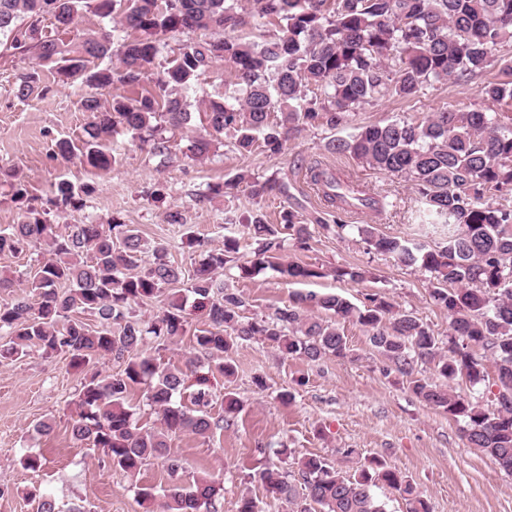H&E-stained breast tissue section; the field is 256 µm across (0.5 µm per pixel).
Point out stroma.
Wrapping results in <instances>:
<instances>
[{"label":"stroma","mask_w":512,"mask_h":512,"mask_svg":"<svg viewBox=\"0 0 512 512\" xmlns=\"http://www.w3.org/2000/svg\"><path fill=\"white\" fill-rule=\"evenodd\" d=\"M28 73L36 74L46 94L17 97L18 79ZM500 77L499 69L492 67L466 81L431 83L407 98L377 97L354 108L346 126L306 128L277 155L260 147L239 153L232 147L236 134L229 131L214 154L196 161L188 156L186 132L177 130L170 134L173 161L159 168L148 161L131 133L120 130L107 143L110 166L98 170L79 157L66 160L53 152L58 139L82 143L89 115L81 107L80 91L59 84L51 68L37 65L31 57L1 51L0 232L21 223L28 208H42L54 183L89 184L95 191L81 209L51 211L48 221L106 224L118 219L138 229L148 242L163 244L168 260L189 269L200 254L187 247V235L203 238L212 248L222 246L225 238H236L238 258L245 262L252 259L254 248L248 218L259 212L276 224L283 210L293 208L306 218L323 217L325 223L311 225L307 248L291 240L280 256L312 266L320 275L296 282L272 269L249 277L235 268L225 270L229 288L246 301L244 319L271 316L294 294L309 290L337 293L359 306L378 294L412 312L444 343L450 319L430 296L432 274L375 252L359 231L371 224L390 237L419 238L414 217L420 202L413 181L369 167L351 155L328 152L326 145L358 127L399 118L418 121L445 108L467 107L512 118V101L497 103L480 94L481 87ZM233 91L234 76L224 64L195 77L188 93L191 128L205 126V101ZM314 161L389 196L393 207L349 216L346 227L336 229L335 212L326 207L306 175V166ZM239 173L248 174L250 183L229 195L210 193L211 184ZM271 176L284 184V195H253L251 182ZM15 178L27 190L20 201L12 196L10 183ZM159 183L168 192L162 203L150 197ZM170 207L181 211L183 224L167 223L165 212ZM355 267L367 270L365 281L337 278V269ZM202 324L201 315H189L184 336L162 347L147 345L144 351L162 367H184L198 354L193 336ZM340 328L351 349L346 359L309 362L282 355L268 341L239 343L232 352L234 377L209 376L212 401L207 411L215 418L223 416V396L228 391L241 401L242 409L224 430L209 438L189 432L170 436L169 444L183 462L174 476L158 459L150 460L137 477L124 476L104 466L101 449L74 440L71 424L84 374L72 368L66 356L29 349L26 356L0 365V485L11 490L0 498V512H34L28 499L34 489L51 493L63 512L76 505L83 512H146L139 489H152L159 496L173 484L186 485L201 477L223 484L220 512H237L245 494L258 500L262 512H288L287 503L269 497L253 475L268 465L296 475L300 461L311 455L325 457L349 474L359 463L380 458L413 480L432 512H512V476L493 458L469 447L462 422L417 398L407 378L370 345L364 327L346 321ZM259 377L264 387L256 386ZM284 392L290 393V401L281 400ZM43 421L51 425L49 434L35 430ZM346 448L356 450L355 459L343 457ZM30 450L42 452L47 465L25 468L21 458Z\"/></svg>","instance_id":"stroma-1"}]
</instances>
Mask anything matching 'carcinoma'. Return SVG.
I'll return each mask as SVG.
<instances>
[{
    "label": "carcinoma",
    "mask_w": 512,
    "mask_h": 512,
    "mask_svg": "<svg viewBox=\"0 0 512 512\" xmlns=\"http://www.w3.org/2000/svg\"><path fill=\"white\" fill-rule=\"evenodd\" d=\"M91 11L114 22L111 30H78L80 14ZM275 17L282 34L255 42L234 31L246 25L243 14ZM73 33L50 39L43 23ZM228 30L230 34L185 45L158 73L154 88L135 97H115L101 109L96 90L115 82L141 86L161 53L163 36L176 31ZM134 32L119 45L120 68L90 70L87 62L112 56L114 33ZM0 37L15 54L30 55L51 65L60 80L82 90L81 104L91 121L85 129L81 156L94 168L109 165L106 141L117 126L132 132L164 166L172 152L167 131L187 128L191 121L185 92L189 82L221 61L236 79L233 100L210 99L206 126L190 138V156L204 160L234 130L233 147L249 153L256 143L271 155L281 153L290 137L307 126L336 129L350 110L375 97H409L432 81L462 79L498 63L499 44L512 38V0H0ZM501 79L480 89L493 101L512 100V64L500 69ZM323 97L306 99L308 88ZM280 113L273 120L271 115ZM332 153H350L368 166L411 178L426 206L425 225L445 234L432 248L422 242L381 236L366 224L359 228L379 253L434 274L431 297L448 311L451 337L443 352L433 332L412 313L381 298L359 307L338 294L297 293L289 305L265 319L245 320L241 295L226 287L222 272L233 261L238 244L224 238V247L205 249L192 272L167 260L166 248L148 246L129 225L67 224L65 230L44 219L48 210L29 211L12 232L0 234V252L21 254L37 245L49 247L30 283L32 292L16 293L0 304V359H18L37 347L48 356L65 354L83 370L110 357L122 360L117 374L95 371L84 377L71 433L75 440L102 450L103 463L128 477L140 473L148 459L165 460L174 475L181 459L168 438L191 432L203 438L224 429L206 410L210 394L200 376L191 395L194 408L176 401L185 393L187 370L214 362L224 377L234 376L229 353L240 341H270L288 356L317 362L350 355L343 321L367 328L371 345L395 370L409 378L412 392L430 407L465 422L464 436L473 448L491 456L512 475V209L493 196L512 186V129L497 112L444 109L420 122L400 119L373 124L328 143ZM311 184L327 206L341 216L357 211L381 212L393 205L388 197L355 183L321 164L308 166ZM94 192L57 183L46 204L77 209ZM283 184L269 177L254 184L258 196H276ZM257 247L250 264L238 270L252 276L270 267L296 281L319 278L310 266L278 261L277 251L293 239L307 246L309 224L326 226L322 217L310 222L294 209L281 222L266 223L256 213L247 219ZM184 281L204 328L194 335L202 357L186 369L162 368L142 348L159 346L183 335L186 300L167 298L162 314L145 321L135 306L158 298ZM315 308L325 316L312 315ZM97 321L91 326L83 315ZM490 353L497 406L453 394L447 387L415 375V362L429 361L441 377L466 379L476 386L488 379L484 360L471 347ZM147 386V402L160 421L156 429L138 426L128 395L135 385ZM300 485L288 473L267 466L253 474L266 493L285 500L290 512H386L372 488L382 482L399 493L406 512H430L416 486L402 472L378 458L347 475L321 456L304 458ZM223 485L208 478L174 485L158 504L159 512H219ZM35 512H60L54 498L28 494Z\"/></svg>",
    "instance_id": "1"
}]
</instances>
